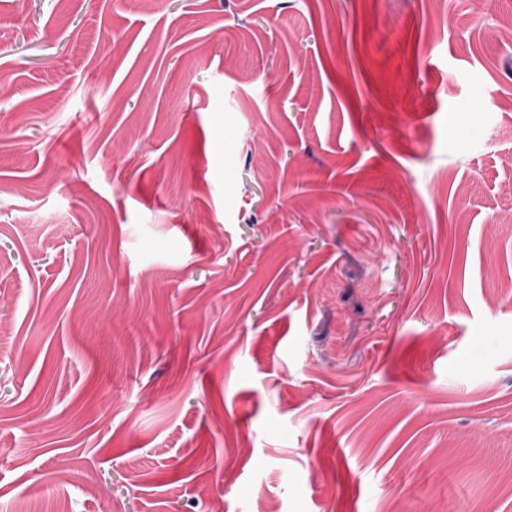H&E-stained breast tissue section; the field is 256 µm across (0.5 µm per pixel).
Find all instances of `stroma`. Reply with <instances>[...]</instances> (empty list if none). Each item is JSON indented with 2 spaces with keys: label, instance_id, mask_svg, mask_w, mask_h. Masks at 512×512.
<instances>
[{
  "label": "stroma",
  "instance_id": "obj_1",
  "mask_svg": "<svg viewBox=\"0 0 512 512\" xmlns=\"http://www.w3.org/2000/svg\"><path fill=\"white\" fill-rule=\"evenodd\" d=\"M512 0H0V512H512Z\"/></svg>",
  "mask_w": 512,
  "mask_h": 512
}]
</instances>
